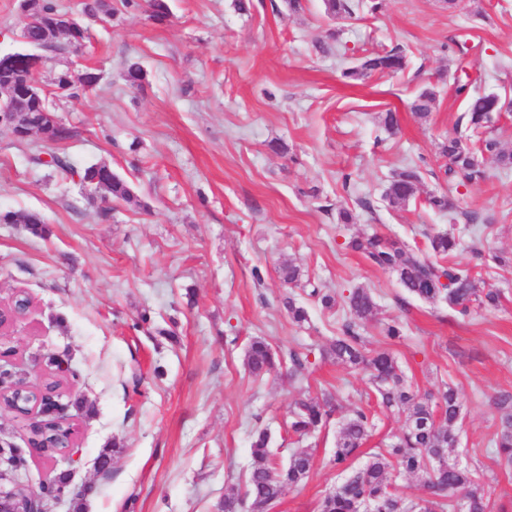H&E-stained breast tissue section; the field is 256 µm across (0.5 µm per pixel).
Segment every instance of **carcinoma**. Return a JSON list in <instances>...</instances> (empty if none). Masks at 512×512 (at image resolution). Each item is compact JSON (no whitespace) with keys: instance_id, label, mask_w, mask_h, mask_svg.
Instances as JSON below:
<instances>
[{"instance_id":"carcinoma-1","label":"carcinoma","mask_w":512,"mask_h":512,"mask_svg":"<svg viewBox=\"0 0 512 512\" xmlns=\"http://www.w3.org/2000/svg\"><path fill=\"white\" fill-rule=\"evenodd\" d=\"M149 17L162 23L171 14L167 0H147ZM326 15L332 20H345L355 11L365 7L372 14L383 8V0H369L364 5L360 0H323ZM18 8L26 16L22 27L31 44L47 53H60L70 47L69 38H47L44 20L50 14H58L54 0H18ZM404 51L395 47L389 51L371 53L357 64L346 68L343 76L350 80H361L371 75L401 72L406 68ZM455 94L464 97L465 111L457 123L465 127L466 139L450 137L440 146V152L450 160L444 170L448 181L461 176L469 182L478 181L483 171L473 163L476 155H486L503 171L512 170V149L503 145L496 134L497 124L492 116L500 109L493 94H479L473 90L474 81L465 69L452 74ZM29 80H39L48 87L50 96H66L78 99L96 84L82 79L78 82L59 84L55 79H46L42 70L29 65L19 66L6 53L0 54V109L13 105L10 85ZM147 80L146 71L137 63H131L124 81L134 89L141 90ZM436 101L434 89L420 90L413 111L422 120L429 118ZM51 162L43 160V152L37 148L29 155V161L39 166H49L65 176H79L81 183L91 184L96 177L95 165L76 170L68 157L56 151L48 152ZM423 181V171L417 164H407L395 172L386 190L385 198L393 206L404 205L417 197ZM113 201L131 202L133 194L126 181L118 174L111 175L103 188ZM424 202L439 212L452 213L457 205L448 195L430 194ZM23 224L32 234L45 237L49 229L44 216L37 210L7 211L0 213V221ZM455 239L447 234L429 238V252L410 247L397 240L380 235L351 237L346 248L362 253L371 266L396 273L399 283L416 299L429 302H444L462 315L470 312L471 306L495 308L499 294L491 288L480 287V279L472 269L460 263H445V259L456 250ZM280 278L295 287L302 282L299 266L288 262L279 267ZM344 302L352 320L344 324L342 332L329 343L327 355L338 363L354 369L367 371L377 392V404L385 410L408 411L405 427L387 447L372 453L366 463L354 467L359 449L364 445L371 427L373 415L357 409L339 427L336 437L333 462L344 474L342 481L327 492L320 503V512H358L361 503L369 502L376 512H447L457 509L458 504L445 500L447 493L459 492L468 497V512H492V505L485 491L474 481L471 470L445 460L448 449L459 444L455 426L460 418L461 405L457 392L445 387L436 398L415 399L406 387L395 358L388 351L368 357L363 336L357 330V322L368 320L376 311V303L369 289L357 286L349 289ZM280 364L278 355L262 339L251 341L245 353V365L255 377H262ZM496 405L503 411L498 432L493 443L498 461L512 466V391H503L496 396ZM332 397L309 398L295 402L291 411L289 429L303 439L312 432L327 426L332 418ZM73 441V430L47 424L31 430L29 442L38 443L51 453H58ZM270 437L261 430L253 435L251 443L253 464L245 481L244 492L230 490L224 494V512H238L244 501H250L252 512H266V508L277 502L290 486L303 483L311 470L312 454L307 448H297L289 458L288 465L279 466L274 449L269 447ZM0 452L11 462L10 475L14 476L25 466V450L5 442ZM401 469L408 475L421 477L430 490L431 497L416 498L397 491L391 481V470ZM68 492V475L61 474L42 496L41 507L47 509L51 501Z\"/></svg>"}]
</instances>
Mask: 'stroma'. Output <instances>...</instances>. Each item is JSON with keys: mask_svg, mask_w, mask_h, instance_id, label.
I'll use <instances>...</instances> for the list:
<instances>
[{"mask_svg": "<svg viewBox=\"0 0 512 512\" xmlns=\"http://www.w3.org/2000/svg\"><path fill=\"white\" fill-rule=\"evenodd\" d=\"M108 3L113 13L91 23L83 54L100 70L99 86L55 104L77 132L62 151L79 169L110 164L133 202L105 203L79 179L30 165L27 147L0 127V211H40L50 228L41 238L0 224V309L21 291L31 299L0 346L29 385L49 378L51 355L80 372L58 390L76 431L72 459L30 448L31 417L0 409V442L27 454L22 480L36 488L69 473L72 496L49 512H75L77 493L84 512H220L225 489L244 486L252 437L265 429L279 462L299 446L313 456L308 479L270 512H319L341 480L332 463L341 423L375 403L367 373L322 355L350 317L342 295L362 285L377 304L360 326L368 355L389 351L417 394L457 389L460 445L448 461L472 470L492 504L512 512V469L491 446L501 416L494 397L512 390V174L487 158L484 179L451 185L439 152L464 110L449 81L458 64L451 38H467L479 92L512 95V0H460L452 11L439 0H384L377 14L337 24L322 0L295 15L285 0H251L246 12L234 0H170L162 24L143 0ZM331 27L339 47L324 54L315 42ZM396 46L407 56L403 73L343 78L357 58ZM130 61L147 72L143 90L121 78ZM427 85L437 98L422 122L411 107ZM387 110L397 133L379 124ZM272 141L287 153L272 152ZM408 163L424 172L423 197L451 193L459 215L423 197L384 201ZM361 198L372 210L358 208ZM342 207L355 223L340 222ZM436 232L459 238L455 261L475 265L499 291L498 308L464 316L417 300L394 272L345 247L377 233L423 248ZM286 261L339 295L335 308L290 292L278 274ZM288 294L307 322L289 316ZM392 322L402 329L396 340L383 332ZM255 337L280 357L306 356L303 379L284 367L251 376L244 356ZM326 393L337 405L330 424L298 440L288 429L294 402Z\"/></svg>", "mask_w": 512, "mask_h": 512, "instance_id": "35a3bbf8", "label": "stroma"}]
</instances>
